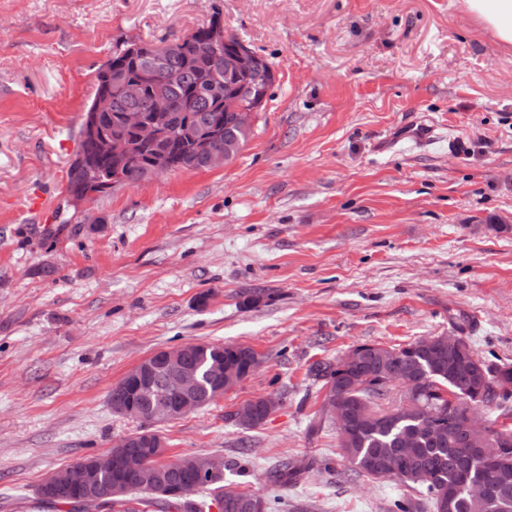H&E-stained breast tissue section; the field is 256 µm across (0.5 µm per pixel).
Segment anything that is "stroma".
<instances>
[{
    "mask_svg": "<svg viewBox=\"0 0 512 512\" xmlns=\"http://www.w3.org/2000/svg\"><path fill=\"white\" fill-rule=\"evenodd\" d=\"M216 12L276 71L247 146L73 200L115 46L175 42ZM415 123L430 142L385 146ZM455 332L512 364V48L461 0H0V512H69L40 502L47 475L141 428L112 386L211 342L260 365L159 425L169 457H221L280 512H391L409 489L352 470L309 369ZM268 395L260 426L231 419ZM286 461L307 469L272 482Z\"/></svg>",
    "mask_w": 512,
    "mask_h": 512,
    "instance_id": "stroma-1",
    "label": "stroma"
}]
</instances>
